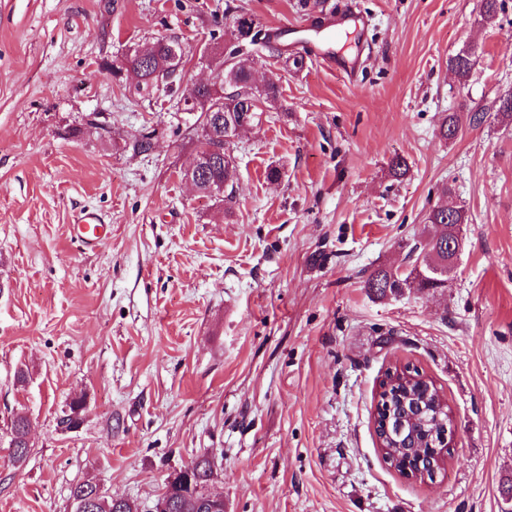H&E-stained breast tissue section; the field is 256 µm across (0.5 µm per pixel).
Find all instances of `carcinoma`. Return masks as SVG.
<instances>
[{"instance_id":"obj_1","label":"carcinoma","mask_w":512,"mask_h":512,"mask_svg":"<svg viewBox=\"0 0 512 512\" xmlns=\"http://www.w3.org/2000/svg\"><path fill=\"white\" fill-rule=\"evenodd\" d=\"M236 39L247 40L252 46H265L268 36L256 29L254 20L241 14L234 24ZM187 48L176 36L155 39L143 48H135L127 55L115 70H132L138 75L136 86L139 92H150L158 88L159 81H165L169 87L181 80L186 64ZM207 62L215 63L216 70L223 71L220 89H204L202 100L193 105L183 102L184 111L199 112L196 120L201 130L199 153L207 159V171L204 181L222 183L230 188L227 198H232L234 159L228 150L223 153H209L207 147L225 141L232 132V124L259 119L262 105L277 99L278 86L269 81L259 87L252 79V67L238 59V51L225 52L215 46L204 55ZM474 66L471 56L455 55L448 59V68L458 76L467 77ZM486 109L468 110V125L476 127L484 122ZM461 116L453 112L440 126V135L446 140L455 138L462 127ZM433 231L423 240L414 243L408 252L411 258L409 269L400 273L396 270L378 269L364 280V287L378 298L397 297L406 289L422 291L429 288H442L446 278L432 274L427 268L432 264L448 262V253L439 242L448 240L456 234L457 226L465 223L462 209L448 205L433 208L427 218ZM414 377L408 378L398 373L386 374L381 383L382 392L377 409V435L382 445L388 448L387 455L396 457V467L400 473L418 468L430 470V463L445 458L446 445L441 440V432L448 424V404L433 380L413 369ZM389 425L391 436L385 435L384 425ZM28 418L17 414L7 424L6 433L10 437V448L15 462H22L28 453Z\"/></svg>"}]
</instances>
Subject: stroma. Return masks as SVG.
Segmentation results:
<instances>
[{
  "mask_svg": "<svg viewBox=\"0 0 512 512\" xmlns=\"http://www.w3.org/2000/svg\"><path fill=\"white\" fill-rule=\"evenodd\" d=\"M479 4L0 0V428L31 422L23 464L0 442V512H70L87 481L148 512L200 456L228 512L512 507V120L490 109L512 89V0L489 22ZM334 8L366 19L333 47L356 73L259 50L255 79L278 100L230 146L232 202L197 193L181 96L211 77L200 49L233 44L242 13L268 30ZM169 35L190 49L183 85L140 95L113 76ZM464 49L462 78L448 59ZM477 107L480 127L440 137ZM148 132L150 153L126 148ZM446 201L466 211L447 287L370 294L365 278L404 265ZM82 209L110 226L92 250L69 234ZM406 363L454 420L432 481L400 475L375 433L379 382ZM76 399L79 428L57 430Z\"/></svg>",
  "mask_w": 512,
  "mask_h": 512,
  "instance_id": "stroma-1",
  "label": "stroma"
}]
</instances>
